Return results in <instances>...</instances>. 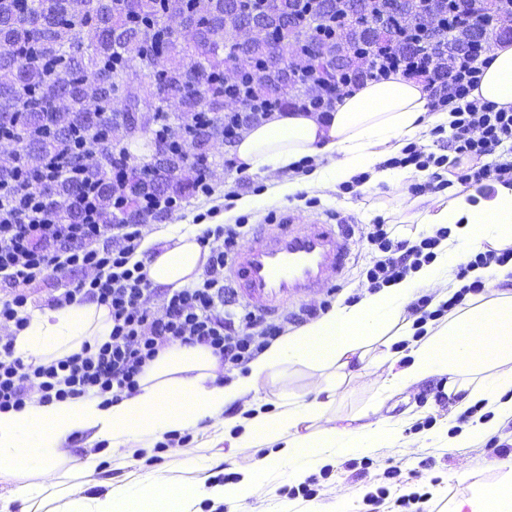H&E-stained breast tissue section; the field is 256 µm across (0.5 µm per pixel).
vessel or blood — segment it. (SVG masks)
<instances>
[{
    "instance_id": "b4317fda",
    "label": "vessel or blood",
    "mask_w": 512,
    "mask_h": 512,
    "mask_svg": "<svg viewBox=\"0 0 512 512\" xmlns=\"http://www.w3.org/2000/svg\"><path fill=\"white\" fill-rule=\"evenodd\" d=\"M269 221L285 225V232L257 236L231 266L238 292L263 314L275 312L288 298L324 287L327 271L342 269L350 251L348 240L332 225L312 220L292 232L288 226L295 218L285 212L272 214Z\"/></svg>"
}]
</instances>
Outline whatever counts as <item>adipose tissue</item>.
<instances>
[{"label": "adipose tissue", "mask_w": 512, "mask_h": 512, "mask_svg": "<svg viewBox=\"0 0 512 512\" xmlns=\"http://www.w3.org/2000/svg\"><path fill=\"white\" fill-rule=\"evenodd\" d=\"M491 54L471 96L510 110L512 44L495 45ZM429 104L422 84L393 75L349 91L325 122L295 110L273 112L243 135L234 153L249 173L262 177L295 171L306 158L321 159V167L308 177L319 190L364 173L370 184L392 185L396 178L383 167L384 157L410 143H425L429 131L448 128L453 119L450 112L431 111ZM422 221L450 229L431 263L354 304H338L271 343L250 362L248 376L216 385L222 366L212 349L176 344L146 365L140 391L132 397L116 401L105 393L78 401L34 399L22 408L1 410L0 478L17 479L34 512H199L204 499L243 504L257 491V471L283 463L304 470L361 448L400 447V427L414 419L413 411L379 420L372 406L370 421L353 428L337 426L331 411L348 379L371 370L391 396L434 377L447 378L457 407L478 403L490 413V420L474 421L449 437V447L497 430L512 419V269L474 268L471 275L483 279L486 294L469 296L447 319L427 321L423 329L406 318L404 307L420 288L435 290L440 303L447 301L449 289H462V282L450 276L461 245L512 247V185L496 184L488 195L476 185L448 200L434 198ZM196 238L193 231L173 236L171 245L147 262L152 286L176 289L198 278L205 260ZM111 330L108 308L97 304L37 310L15 337V354L35 365L56 361L84 343L106 341ZM293 365L308 368L316 399L284 390L264 405L260 396L268 384ZM248 394L255 403L225 418V409ZM204 420L213 443L266 449L257 471L225 486L201 483L185 495L177 494L171 477L159 470L137 472L131 485L109 486L101 496L64 493L66 484L81 487L96 467L90 456L79 469L60 470L73 434L92 433L107 442L112 457L130 459L152 448L162 434L190 431ZM491 467L499 472L500 484L490 491L457 493L448 512H512V456L492 461Z\"/></svg>", "instance_id": "obj_1"}]
</instances>
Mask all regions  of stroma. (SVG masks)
I'll use <instances>...</instances> for the list:
<instances>
[{
  "label": "stroma",
  "mask_w": 512,
  "mask_h": 512,
  "mask_svg": "<svg viewBox=\"0 0 512 512\" xmlns=\"http://www.w3.org/2000/svg\"><path fill=\"white\" fill-rule=\"evenodd\" d=\"M208 161L211 193L198 192L183 198L180 207L146 224L144 236L185 224L205 229L242 222L246 228L239 244L244 247L252 243L257 233L268 229V215L272 212L286 211L304 222L317 219L344 224L353 240L345 267L330 273L325 287L289 299L278 314L297 316L306 309L319 307L328 298L339 304L352 295H365L366 272L375 260V252L364 238L365 227L380 219L389 225L400 221L401 199L396 190L384 184L364 187L357 195L339 187L312 189L302 172L277 171L262 181L241 166L232 155L230 144L220 137L211 141ZM286 181L296 183L295 195L282 200L268 196V184ZM244 196L254 198L255 204L241 214L235 209V201ZM377 401L383 404L380 414L384 417L400 415L411 406L420 410L419 421L408 423L403 429L407 447L364 448L338 456L335 465L309 470V477L317 481V493L308 500L287 495L288 489L300 486L291 465L258 473V491L248 500V507L253 512H445L458 490L467 486L483 490L494 487L497 477L490 468L494 456L488 449L489 440L483 438L452 451L445 446L440 432L455 399L449 396L444 379L430 380L384 401L375 374L367 373L349 383L334 411L349 417ZM68 446L74 462L91 454L97 455L100 462L95 482L85 487V495L103 494L105 481L124 479L129 472L128 467L109 462L104 444L89 443L86 433L74 434ZM188 449L185 455L163 451L159 463L161 469L179 477L185 489L198 478L210 485L219 476L226 482H236L266 454L262 448L227 454L224 445H210L203 424L193 431Z\"/></svg>",
  "instance_id": "35a3bbf8"
}]
</instances>
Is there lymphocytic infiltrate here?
<instances>
[{"label": "lymphocytic infiltrate", "mask_w": 512, "mask_h": 512, "mask_svg": "<svg viewBox=\"0 0 512 512\" xmlns=\"http://www.w3.org/2000/svg\"><path fill=\"white\" fill-rule=\"evenodd\" d=\"M489 53L482 39L451 56L431 49L403 56L384 42L369 51L360 48L355 52L356 72L328 85L311 86L307 95L292 98L289 106L324 118L361 79L398 74L423 82L432 111L454 115L448 146L455 153L457 181L512 184V159L499 153L512 145V111L471 96ZM51 166L48 160L23 164V186H0V288L11 291L10 299L0 302V324L23 330L28 322L26 287L51 271L81 269L88 271V278L52 296L51 306L86 302L107 306L112 330L104 343L84 344L79 352L37 367L15 357L13 340L0 341V410L24 406L28 398L24 383L31 378L37 379L44 403L78 399L95 389L112 392L119 400L137 392L146 362L172 344L209 347L222 364L234 368L246 365L282 335L284 323L267 322L236 303L224 280L237 253V225H220L199 236V243L209 249L199 281L170 291L161 312L153 313L146 306L151 288L145 263L135 257L140 225L111 223L96 188L86 183L81 186L85 198L81 222L62 223L43 194L27 184L32 172H47ZM446 235L440 229L412 245L392 240L383 225H370L366 238L381 253L367 272L370 288L403 277L410 265L432 260Z\"/></svg>", "instance_id": "obj_1"}]
</instances>
